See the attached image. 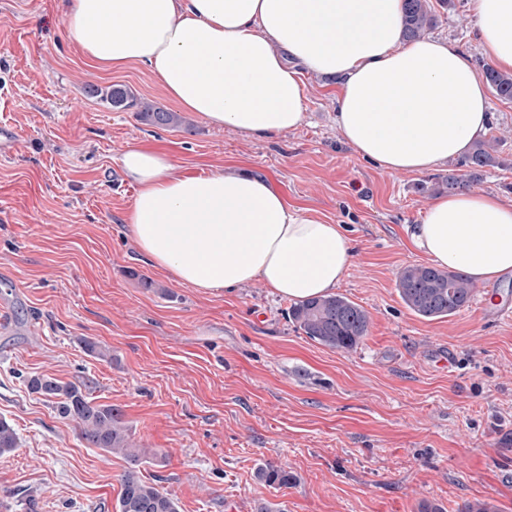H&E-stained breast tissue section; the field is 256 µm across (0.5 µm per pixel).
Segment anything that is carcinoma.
I'll return each instance as SVG.
<instances>
[{
	"label": "carcinoma",
	"mask_w": 512,
	"mask_h": 512,
	"mask_svg": "<svg viewBox=\"0 0 512 512\" xmlns=\"http://www.w3.org/2000/svg\"><path fill=\"white\" fill-rule=\"evenodd\" d=\"M404 35L420 38L437 24V15L429 0H404ZM479 75L490 85L498 98L512 99V73L502 72L490 64L480 66ZM87 93L100 99L116 111L132 110L140 121L159 128H179L183 118L149 102L123 85L99 88L91 86ZM494 144L477 142L471 153L455 164V170L436 177L432 186L421 190L454 192L464 188L468 179H476L483 168L498 163ZM396 288L404 305L415 315L429 320L452 316L467 306L474 295L473 282L464 275L434 265H407L398 273ZM289 320L310 340L338 351H349L360 344L369 332V315L361 306L342 294L307 299L288 309ZM28 389L52 403L57 415L72 421L79 436L92 448L119 454L128 461L120 478L121 492L113 506L114 512H179L177 502L156 484L143 479L140 466L153 455L145 448L130 443L121 411L110 404L90 400L82 388L54 377L32 376ZM17 448V433L4 418H0V455ZM258 476L266 483L286 487L293 477L273 465L261 468Z\"/></svg>",
	"instance_id": "cac0c4a2"
}]
</instances>
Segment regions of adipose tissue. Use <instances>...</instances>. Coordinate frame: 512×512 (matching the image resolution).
<instances>
[{
	"label": "adipose tissue",
	"mask_w": 512,
	"mask_h": 512,
	"mask_svg": "<svg viewBox=\"0 0 512 512\" xmlns=\"http://www.w3.org/2000/svg\"><path fill=\"white\" fill-rule=\"evenodd\" d=\"M484 54L512 70V0H474ZM403 0H68L66 22L103 69L144 64L167 96L215 127L267 139L305 120L301 74L337 86L336 125L360 156L420 174L469 152L490 119L456 45L403 36ZM131 233L156 269L204 291L263 281L303 300L333 291L353 259L342 225L288 204L245 166L181 171L129 147ZM436 265L489 282L512 274V200L484 189L436 198L409 234Z\"/></svg>",
	"instance_id": "1"
}]
</instances>
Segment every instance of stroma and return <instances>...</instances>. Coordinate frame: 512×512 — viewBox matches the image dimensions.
Segmentation results:
<instances>
[{"mask_svg":"<svg viewBox=\"0 0 512 512\" xmlns=\"http://www.w3.org/2000/svg\"><path fill=\"white\" fill-rule=\"evenodd\" d=\"M430 39L485 57L472 0H435ZM66 0H0V417L18 446L0 455V512L29 496L38 512H112L125 458L91 448L73 422L29 392L49 375L118 407L150 449L144 477L179 512H460L485 500L512 512V317H488L487 288L512 302V278L476 283L455 315L426 320L402 303L400 269L426 262L406 227L435 200L419 174L359 156L336 127L325 78L304 75L307 119L259 140L187 113L190 130L159 129L108 109L89 86L130 87L175 102L150 69L98 70L65 23ZM487 137L506 167L478 188L512 198V100L490 96ZM165 149L183 171L244 164L288 202L344 225L354 258L338 293L370 327L350 351L322 347L288 319V300L259 280L207 292L153 267L126 217L136 195L120 159ZM151 287H144V280ZM110 350L88 354L82 339ZM454 349V374L435 354ZM293 484L261 481L265 465Z\"/></svg>","mask_w":512,"mask_h":512,"instance_id":"obj_1","label":"stroma"}]
</instances>
